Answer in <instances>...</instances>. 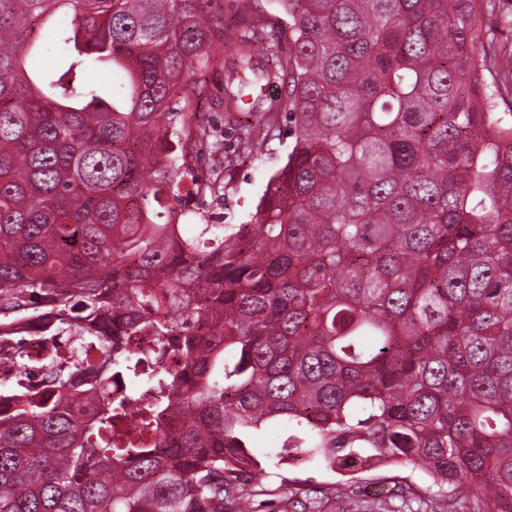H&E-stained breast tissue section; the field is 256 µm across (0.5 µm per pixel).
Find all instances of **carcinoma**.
I'll return each mask as SVG.
<instances>
[{"instance_id":"carcinoma-1","label":"carcinoma","mask_w":512,"mask_h":512,"mask_svg":"<svg viewBox=\"0 0 512 512\" xmlns=\"http://www.w3.org/2000/svg\"><path fill=\"white\" fill-rule=\"evenodd\" d=\"M276 2L288 25L262 41L250 0L234 22L224 0H0V326L46 344L30 362L0 331V512H253L271 424L279 465L415 460L454 512H512L494 0ZM208 71L249 115H229L242 153L283 122L293 142L251 223L188 234L189 199L224 198L232 166H191L221 150L193 120ZM256 81L284 95L243 102Z\"/></svg>"}]
</instances>
